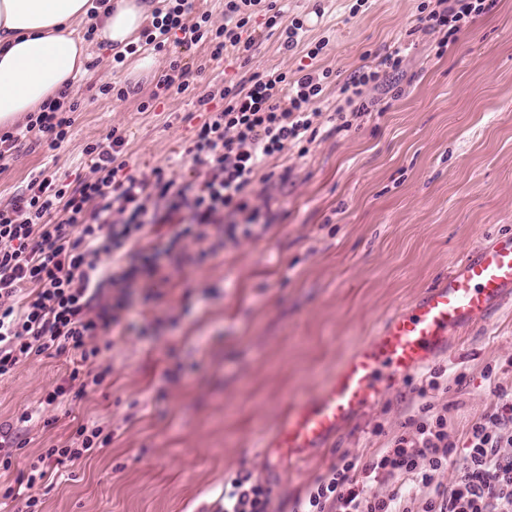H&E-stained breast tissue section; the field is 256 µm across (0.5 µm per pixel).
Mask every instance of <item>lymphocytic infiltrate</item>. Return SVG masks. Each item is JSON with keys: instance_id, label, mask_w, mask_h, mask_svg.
<instances>
[{"instance_id": "f902f5d3", "label": "lymphocytic infiltrate", "mask_w": 512, "mask_h": 512, "mask_svg": "<svg viewBox=\"0 0 512 512\" xmlns=\"http://www.w3.org/2000/svg\"><path fill=\"white\" fill-rule=\"evenodd\" d=\"M192 10V0H166L144 32L146 45L162 51L204 43L210 59L218 60L251 47L252 17L261 10L269 14L268 27L283 25L285 50L300 42L302 23L284 24L277 0H224L220 24ZM486 11L485 0H436L432 9L419 12L417 28L440 34V46H450L465 24ZM402 63L401 48H393L338 87L330 69L314 66L299 68L293 78L270 70L226 81L217 95L198 100L208 112L181 153L193 168L186 183L160 167L148 175L132 168L123 137L113 133L86 145L89 176L68 183L43 172L33 177L22 194L0 206V379L55 351L71 353L74 366L45 395V406H60L101 384L95 339L123 308L105 296V286L140 274L154 277L160 256L173 258L191 246L207 256L215 250L210 228L223 230L231 241L253 236L255 226L269 218L260 190L269 179L263 171L267 158L316 138L319 105L329 92L346 106L366 110L368 91L387 87ZM216 97L222 108L212 107ZM78 109L65 86L25 123L0 131V167L29 140L59 149L71 137ZM162 227L163 246H141L146 231ZM494 393L495 409L471 422L465 448L451 439L447 417L423 403L409 421L412 433L395 437L365 463L341 458L295 500L292 512H413L418 488L431 491L421 512H512V396L499 387ZM111 440L101 426L80 423L67 437L51 441L44 458L62 467ZM451 465L457 468L455 481L436 484L437 473ZM379 477L396 480L398 489L385 498L372 494L367 481ZM269 506V489L240 475L225 483L219 512H269Z\"/></svg>"}]
</instances>
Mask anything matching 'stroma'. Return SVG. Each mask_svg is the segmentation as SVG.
<instances>
[{"mask_svg":"<svg viewBox=\"0 0 512 512\" xmlns=\"http://www.w3.org/2000/svg\"><path fill=\"white\" fill-rule=\"evenodd\" d=\"M422 3L434 0H285L288 18L304 26L297 48L283 51L278 30L256 15L249 50L214 61L205 45L185 51V62L203 58L206 67L146 112L140 105L167 74V56L155 54L144 72L132 57L116 72L109 47L90 39L70 140L50 153L25 145L0 169V205L39 171L69 182L88 174L84 147L114 130L143 172L162 167L188 181L190 166L169 160L201 120L197 98L230 79L296 72L318 41L326 46L316 63L338 83L396 44L404 62L392 80L397 94L376 92L350 130L321 122L306 154L268 158L267 229L204 260L192 251L161 258L155 288L143 277L107 288L129 308L100 336L101 385L24 422L21 414L66 378L71 354L41 356L0 381V432L22 443L0 472V493L51 439L89 421L111 432V443L36 483L39 512H218L225 482L241 472L270 489V512H291L341 455L366 462L407 432L421 401L447 416L461 445L470 421L498 402L486 373L512 391L510 301L492 325L451 333L428 359L461 374V385L422 398L412 371L383 383L325 447L296 459L271 446L287 413L389 318L453 262L512 235V0H495L444 50L438 35L415 28ZM113 82L132 95L100 93Z\"/></svg>","mask_w":512,"mask_h":512,"instance_id":"stroma-1","label":"stroma"}]
</instances>
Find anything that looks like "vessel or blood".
Wrapping results in <instances>:
<instances>
[{
    "label": "vessel or blood",
    "mask_w": 512,
    "mask_h": 512,
    "mask_svg": "<svg viewBox=\"0 0 512 512\" xmlns=\"http://www.w3.org/2000/svg\"><path fill=\"white\" fill-rule=\"evenodd\" d=\"M512 297V237L501 238L457 262L448 275L391 318L317 395L301 401L281 422L274 445L302 457L335 437L378 389L381 377L418 368L449 332L489 322Z\"/></svg>",
    "instance_id": "1"
}]
</instances>
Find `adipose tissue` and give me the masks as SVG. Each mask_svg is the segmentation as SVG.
Wrapping results in <instances>:
<instances>
[{"label":"adipose tissue","mask_w":512,"mask_h":512,"mask_svg":"<svg viewBox=\"0 0 512 512\" xmlns=\"http://www.w3.org/2000/svg\"><path fill=\"white\" fill-rule=\"evenodd\" d=\"M89 7L88 0H0V127L38 111L83 72L88 55L74 26ZM145 19L138 0H119L97 36L122 52Z\"/></svg>","instance_id":"adipose-tissue-1"}]
</instances>
